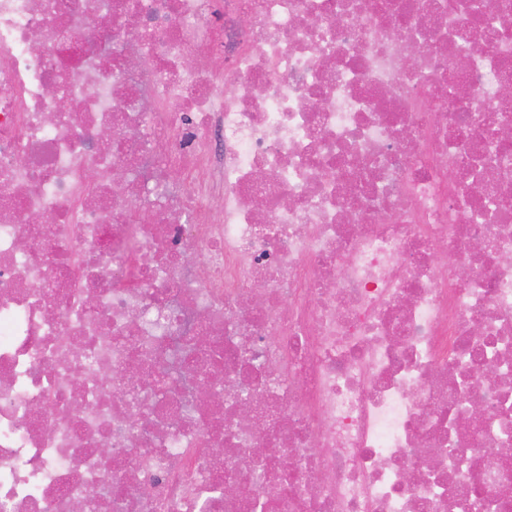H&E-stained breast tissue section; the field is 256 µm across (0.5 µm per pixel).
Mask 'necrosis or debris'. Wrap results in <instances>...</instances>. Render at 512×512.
<instances>
[{
    "label": "necrosis or debris",
    "instance_id": "1",
    "mask_svg": "<svg viewBox=\"0 0 512 512\" xmlns=\"http://www.w3.org/2000/svg\"><path fill=\"white\" fill-rule=\"evenodd\" d=\"M507 82L512 0H0V512H512Z\"/></svg>",
    "mask_w": 512,
    "mask_h": 512
}]
</instances>
